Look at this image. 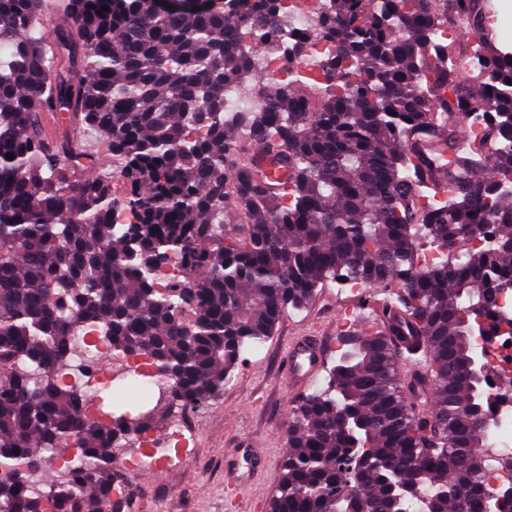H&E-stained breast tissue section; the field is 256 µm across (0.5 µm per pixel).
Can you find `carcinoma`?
<instances>
[{
    "label": "carcinoma",
    "mask_w": 512,
    "mask_h": 512,
    "mask_svg": "<svg viewBox=\"0 0 512 512\" xmlns=\"http://www.w3.org/2000/svg\"><path fill=\"white\" fill-rule=\"evenodd\" d=\"M235 2L0 0V512H120L126 438L220 395L244 348L340 278L381 314L296 403L270 512H512L511 485L481 495L500 420L459 372L469 311L497 317L512 289V53L483 38L476 77L448 66L435 29L480 28L483 0H328L288 46L296 77L272 83L251 46L279 36L287 4ZM315 41L334 50L310 83ZM243 80L256 108L225 111ZM172 253L185 277L158 288ZM89 328L153 357L155 411L117 430L86 415L101 360L74 364V340Z\"/></svg>",
    "instance_id": "cac0c4a2"
}]
</instances>
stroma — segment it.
<instances>
[{"label": "stroma", "mask_w": 512, "mask_h": 512, "mask_svg": "<svg viewBox=\"0 0 512 512\" xmlns=\"http://www.w3.org/2000/svg\"><path fill=\"white\" fill-rule=\"evenodd\" d=\"M352 304L331 281L317 288L305 308L286 309L259 350L243 351L223 395L185 416L194 437L189 447L169 437L168 421L156 420L151 436L166 457L162 466L143 464L128 473L125 512H268L288 452V420L299 398L284 372L288 345L311 326L336 345L342 334L338 315ZM97 403L102 412L117 415L135 416L149 408L119 379L99 388ZM245 441L266 457L267 465L251 474L233 511L225 500V461Z\"/></svg>", "instance_id": "35a3bbf8"}]
</instances>
